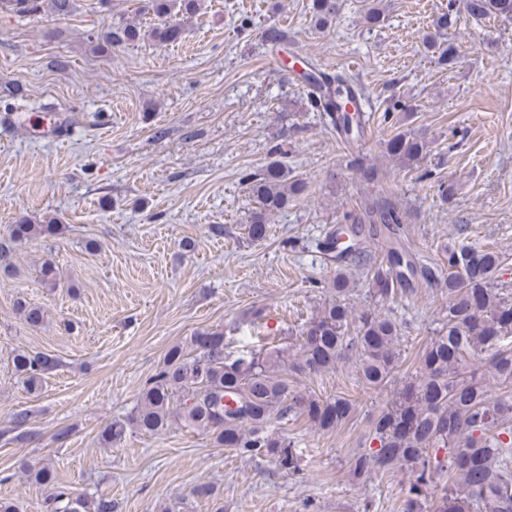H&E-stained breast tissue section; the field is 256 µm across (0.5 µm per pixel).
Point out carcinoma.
I'll return each mask as SVG.
<instances>
[{
	"instance_id": "carcinoma-1",
	"label": "carcinoma",
	"mask_w": 512,
	"mask_h": 512,
	"mask_svg": "<svg viewBox=\"0 0 512 512\" xmlns=\"http://www.w3.org/2000/svg\"><path fill=\"white\" fill-rule=\"evenodd\" d=\"M342 0H312L316 24L336 16ZM155 24L148 31L162 43L182 35L181 21L195 15L200 0H147ZM480 21L512 19V0H448L436 30L448 29L458 12ZM140 36L134 24L110 26L101 34L113 47ZM298 77L308 86L307 103L321 113L326 126L349 149L361 142L370 116L357 108L365 99L362 87L349 75L326 74L311 58L300 61ZM428 141L419 133L398 132L387 140L388 155L405 165L419 162ZM258 209L248 224L254 242L268 237L267 214L281 210L306 185L288 178L279 162L247 178ZM409 217L395 203L366 199L347 222L331 227L323 241L331 261L370 263L375 298L393 300L412 282L423 279L440 286L448 301L437 334L416 359L411 380L397 392L374 421L371 441L378 447L357 454L355 476L391 473L405 468L413 477L402 512H425L434 478L447 477L433 512H512V289L502 280L509 255L494 247L476 249L460 244L448 249L436 268L417 266L398 230ZM378 224L386 235L384 253L373 258L362 248L364 225ZM56 232L52 224L14 225L10 240ZM348 270L338 268L329 284V299L302 328L300 354L288 360L286 347H261L237 355L225 351L224 333L190 337L168 350L160 370L142 390L136 411L124 422L106 427L102 440H122L127 428L156 434L175 422L211 436L242 457L269 458L279 470L300 472V454L275 423L302 417L319 430L345 422L355 410L344 397L323 399L288 382V373L318 375L354 358L359 381L371 390L385 388L402 362L397 347L401 328L387 313L371 306L358 310L348 303ZM15 370L30 387L54 366L45 354L18 351ZM35 479L53 486L45 512H113L112 498L78 494L57 485L43 468Z\"/></svg>"
}]
</instances>
